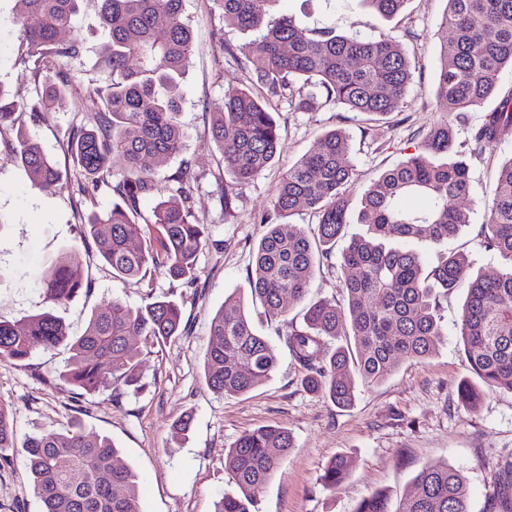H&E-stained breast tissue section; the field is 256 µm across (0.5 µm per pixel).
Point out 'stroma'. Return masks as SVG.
I'll return each mask as SVG.
<instances>
[{"instance_id": "stroma-1", "label": "stroma", "mask_w": 512, "mask_h": 512, "mask_svg": "<svg viewBox=\"0 0 512 512\" xmlns=\"http://www.w3.org/2000/svg\"><path fill=\"white\" fill-rule=\"evenodd\" d=\"M446 7V0H407L398 15L387 18L364 0H280L273 16L294 15L306 30L332 21L342 34L395 37L415 66L413 86L402 111L384 123L325 102L302 111L280 100L275 119L281 145L275 161L242 187L228 216L215 186L231 175L210 134L209 113L228 88H256L260 82L252 64L222 55L218 37L240 42L244 36L225 25L215 0H185L184 20L192 30L195 51L182 83L186 138L180 160H188L198 176L193 210L209 235L199 256L197 280L189 287L159 269L147 272L141 283L113 279L76 215L80 208L108 210L116 200L105 186L87 199L78 192L81 174L66 141L73 128L87 124L85 113H18V123L66 170L70 183L55 193L34 187L10 149L13 131H0V217L5 220L0 227V321L12 323L50 310L70 335L78 336L95 310L115 300L137 306L150 294L178 302L186 321L184 334L167 342L139 338L144 380L136 391L120 388L71 400L57 379L68 356L62 348L36 351L24 362L0 361V405L12 411L18 435L80 418L87 434L109 437L120 462L137 474L142 512H212L218 498L238 491L224 467L230 445L242 433L266 425L287 429L294 448L258 495L256 512H355L375 493L385 494L395 512H402L415 476L424 467L444 462L465 478L471 512H488L498 472L512 462V392H486L474 410L458 400L456 387L470 375L457 328L465 289L440 305L444 337L436 351L423 360L403 361L383 383L359 384L348 408L301 387L303 370L278 336L281 322L269 320L262 307L252 303L247 309L256 329L278 349L275 372L247 394L224 396L208 389L203 372L210 321L229 297L247 296L253 251L267 230L259 218L269 210L288 167L314 149L325 132L344 128L358 172L352 189L357 202L445 117L431 88L439 56L433 33ZM73 34L84 46L65 71L79 85L97 83L103 39L95 0H84ZM21 53L14 0H0V81L17 104L28 101L34 91L22 74ZM485 112V107H477L454 121L456 146L470 165L472 191L455 202L468 214L469 224L449 240L448 248L467 256L474 275L502 268L497 252L484 246L480 231L492 199L490 171L512 156V133L475 151L471 135ZM180 160L171 161L165 174H174ZM65 252L76 253L91 289L54 305L45 297L44 279ZM187 413L193 417L191 429L186 437H177L172 425ZM339 455L347 458L349 472L331 492L324 489L321 475ZM0 512H39L23 456L15 448L0 461Z\"/></svg>"}]
</instances>
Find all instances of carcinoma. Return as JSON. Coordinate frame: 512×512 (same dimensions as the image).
Segmentation results:
<instances>
[{
  "label": "carcinoma",
  "mask_w": 512,
  "mask_h": 512,
  "mask_svg": "<svg viewBox=\"0 0 512 512\" xmlns=\"http://www.w3.org/2000/svg\"><path fill=\"white\" fill-rule=\"evenodd\" d=\"M82 2L15 0L21 63L34 82V95L22 109L55 112L70 106L90 113L94 124L72 131L66 147L84 177L82 194L116 178L113 191L120 202L80 217L84 236L95 242L112 278L141 281L154 267L191 286L207 243L206 225L198 222L192 207L197 176L186 163L168 179H158L159 170L180 154L186 137L181 84L194 43L183 19L184 0H97L105 36L101 78L99 85L85 89L61 70L62 61L82 49L80 40L61 38L73 29ZM217 2L224 22L250 35L240 44L220 42V51L254 64L268 91L231 88L214 107L212 137L219 147H231L224 163L233 182L220 189L225 212H231L238 187L260 176L277 155L280 128L272 98L286 96L309 109L323 93L327 102L378 122L402 111L413 72L394 37L338 34L332 23L307 37L293 15L267 21L279 0ZM365 2L393 16L405 0ZM440 28L451 30L453 39L441 43L432 92L448 117L364 193L357 222L367 226V233L336 252L349 223V190L356 177L347 136L340 129L323 134L282 175L271 201L274 219L261 220L267 231L253 253L251 298L269 319L288 323L283 340L305 370L301 386L338 407L354 403L358 382L381 383L401 361L431 356L443 337L439 299L459 288L467 289L461 341L470 372L480 381L462 380L459 400L475 408L488 390L512 392V156L492 174L491 205L481 225L486 247L503 262L502 272L470 277L467 258L445 252L427 271L416 253L386 244L416 239L439 247L468 226L466 213L449 204L470 191L469 167L455 150L451 116L482 105L496 93L503 69H512V0H447ZM295 80L303 81L302 86L294 87ZM511 131L510 92L485 114L472 139L483 147ZM12 146L35 186L45 192L64 186L67 174L35 137L20 131ZM146 157L154 166L143 164ZM148 195L158 201L143 219L140 203ZM301 210L318 219L311 235L288 222ZM143 234L146 245L130 247ZM322 266L354 271L343 280L342 297L312 301L301 322L288 320L285 301L305 300L311 277ZM88 290L74 254L57 261L45 279L46 298L55 304ZM181 332L182 310L171 300L150 296L137 307L114 300L93 312L78 337L70 336L50 312L15 323L0 321V360L21 362L38 349L63 347L69 356L58 378L72 397L119 384L136 390L142 382L137 338L164 342ZM208 336L204 378L217 394L248 393L277 368V348L256 330L239 297L229 298L215 313ZM338 339L347 340L346 345L332 346ZM18 446L40 512H142L135 473L118 463L109 438L87 436L80 420L32 433L20 443L14 418L0 407V452ZM291 448V434L280 427L240 435L224 462L239 494L221 496L214 512H251L249 506ZM347 474V459L338 456L325 468L322 483L334 491ZM493 508L512 512V463L498 473ZM356 512L390 510L385 496L376 493L362 500ZM404 512H469L464 477L446 464L422 469Z\"/></svg>",
  "instance_id": "obj_1"
}]
</instances>
